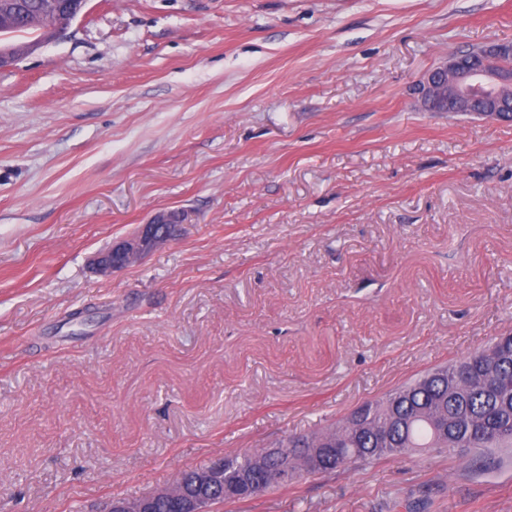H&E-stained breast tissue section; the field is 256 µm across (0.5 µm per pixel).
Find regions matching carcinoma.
I'll return each mask as SVG.
<instances>
[{"mask_svg": "<svg viewBox=\"0 0 512 512\" xmlns=\"http://www.w3.org/2000/svg\"><path fill=\"white\" fill-rule=\"evenodd\" d=\"M48 0H0V18H11L10 37L32 40L46 25L22 4ZM512 447V336L389 391L368 402L336 426L293 438L283 450L226 455L224 483L198 488L195 471L181 475L184 488L236 502L270 488L288 485L276 473L327 472L371 464L388 455H411L425 448L448 451L481 467L491 449Z\"/></svg>", "mask_w": 512, "mask_h": 512, "instance_id": "carcinoma-1", "label": "carcinoma"}]
</instances>
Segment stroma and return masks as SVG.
Here are the masks:
<instances>
[{
	"label": "stroma",
	"instance_id": "obj_1",
	"mask_svg": "<svg viewBox=\"0 0 512 512\" xmlns=\"http://www.w3.org/2000/svg\"><path fill=\"white\" fill-rule=\"evenodd\" d=\"M490 42L512 0H90L0 68V512H100L512 335V121L412 94ZM493 455L305 472L218 512H512ZM173 215L156 216L148 224H142L134 235L110 250L98 254L94 265L98 273L110 275L112 271L129 266L150 252L158 244L170 238L176 224Z\"/></svg>",
	"mask_w": 512,
	"mask_h": 512
}]
</instances>
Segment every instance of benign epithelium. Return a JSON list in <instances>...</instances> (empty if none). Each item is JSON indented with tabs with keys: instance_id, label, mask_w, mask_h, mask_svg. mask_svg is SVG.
<instances>
[{
	"instance_id": "benign-epithelium-1",
	"label": "benign epithelium",
	"mask_w": 512,
	"mask_h": 512,
	"mask_svg": "<svg viewBox=\"0 0 512 512\" xmlns=\"http://www.w3.org/2000/svg\"><path fill=\"white\" fill-rule=\"evenodd\" d=\"M86 3L87 0H50L47 10L55 14L56 22L45 29L40 39L21 49L0 44V68L17 63L65 35ZM415 94L422 103L427 100L441 101L448 105V109L459 112L468 109L478 100L485 108L486 115L501 119L504 117L505 100H512V71L506 73L489 63L478 68H465L460 65L456 54L450 53L420 77L415 85ZM175 219V215H159L141 225L129 239L98 254L94 260L97 272L109 275L140 260L158 244L170 238ZM173 494L178 496L180 512H209V506L204 500L181 494V485H176ZM110 512H151L150 500L115 499Z\"/></svg>"
}]
</instances>
